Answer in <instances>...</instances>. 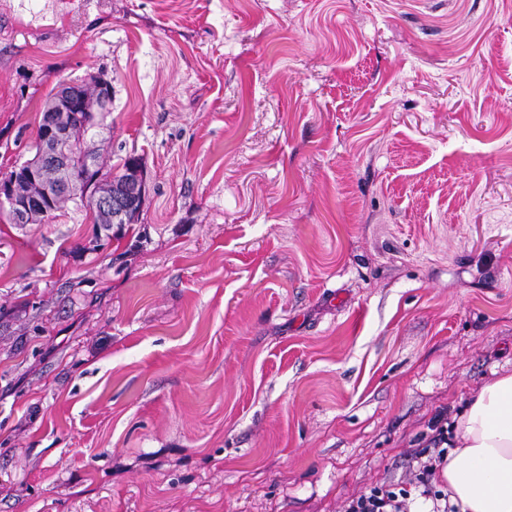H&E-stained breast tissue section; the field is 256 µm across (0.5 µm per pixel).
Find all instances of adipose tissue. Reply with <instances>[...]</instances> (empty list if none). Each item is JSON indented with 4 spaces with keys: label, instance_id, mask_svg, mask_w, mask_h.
I'll list each match as a JSON object with an SVG mask.
<instances>
[{
    "label": "adipose tissue",
    "instance_id": "ef3b65f1",
    "mask_svg": "<svg viewBox=\"0 0 512 512\" xmlns=\"http://www.w3.org/2000/svg\"><path fill=\"white\" fill-rule=\"evenodd\" d=\"M455 420L442 476L461 512H512V373L482 386Z\"/></svg>",
    "mask_w": 512,
    "mask_h": 512
}]
</instances>
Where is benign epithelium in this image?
<instances>
[{
    "mask_svg": "<svg viewBox=\"0 0 512 512\" xmlns=\"http://www.w3.org/2000/svg\"><path fill=\"white\" fill-rule=\"evenodd\" d=\"M107 85L98 84L95 99L81 93L80 88L68 85L62 88L55 100L52 120L45 126L42 140L36 149L35 157L24 164V168L14 174L0 177V205H8L18 223L24 224L33 214L35 196L30 187L36 184L40 175L51 170L56 176L52 187L45 188L46 197L50 191L66 197L78 208H89L98 211L101 218L111 224L118 223L124 216L129 204L112 193L107 186H101L94 192L81 186V179L76 177L78 167L91 170L97 165L96 157L87 153L75 162L71 159V145L78 140V135H87L99 128L95 121V113L109 111L110 95L105 93ZM86 113L83 125L74 127L68 122L67 114L74 105Z\"/></svg>",
    "mask_w": 512,
    "mask_h": 512,
    "instance_id": "1",
    "label": "benign epithelium"
}]
</instances>
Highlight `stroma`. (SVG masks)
<instances>
[{"label": "stroma", "instance_id": "1", "mask_svg": "<svg viewBox=\"0 0 512 512\" xmlns=\"http://www.w3.org/2000/svg\"><path fill=\"white\" fill-rule=\"evenodd\" d=\"M96 75L145 198L0 207V512H340L512 372V0H0V175Z\"/></svg>", "mask_w": 512, "mask_h": 512}]
</instances>
